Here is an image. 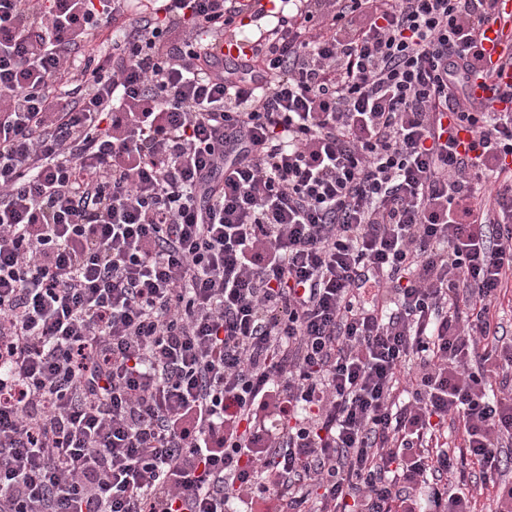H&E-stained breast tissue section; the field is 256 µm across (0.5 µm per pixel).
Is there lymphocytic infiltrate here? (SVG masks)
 Here are the masks:
<instances>
[{
    "label": "lymphocytic infiltrate",
    "mask_w": 512,
    "mask_h": 512,
    "mask_svg": "<svg viewBox=\"0 0 512 512\" xmlns=\"http://www.w3.org/2000/svg\"><path fill=\"white\" fill-rule=\"evenodd\" d=\"M280 3L0 0V512H512L498 0Z\"/></svg>",
    "instance_id": "obj_1"
}]
</instances>
